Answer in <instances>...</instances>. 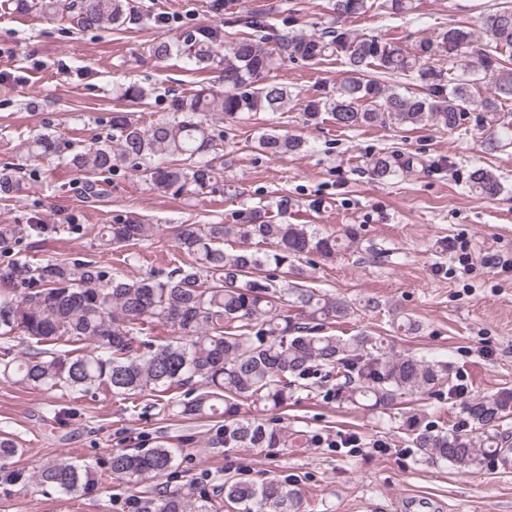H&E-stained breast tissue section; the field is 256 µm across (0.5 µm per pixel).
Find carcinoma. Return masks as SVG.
Returning a JSON list of instances; mask_svg holds the SVG:
<instances>
[{"instance_id":"obj_1","label":"carcinoma","mask_w":512,"mask_h":512,"mask_svg":"<svg viewBox=\"0 0 512 512\" xmlns=\"http://www.w3.org/2000/svg\"><path fill=\"white\" fill-rule=\"evenodd\" d=\"M413 0H335L334 11L350 17L387 12L402 15ZM16 13L37 11L60 16L79 30L122 31L138 16L129 0H8ZM251 33L238 36L221 27L197 28L171 41L160 38L149 50L158 60L181 57L202 72L221 71L222 88L203 87L178 96L171 116L147 126L132 112L112 113L110 133L85 145L49 134L27 141L29 155L57 158L82 176L85 194L104 195L102 175L117 160L151 190L173 197L216 192L224 159L217 141L224 131L208 122L218 115L234 124L256 112H280L292 93L265 78L288 58L317 66L342 57L344 76L324 96L302 102L315 117L328 112L336 126L418 127L428 123L452 132L473 119L491 129L484 147L494 151L512 136V3L503 0L485 13V42L465 23L411 45L379 35L326 27L311 36L282 33L254 17ZM422 83L417 93L386 80ZM304 145L295 135L272 127L257 137L260 151L272 157L293 154ZM410 159L390 152L372 160L374 179L390 180ZM471 191L494 197L502 183L491 171L473 167ZM22 190L16 169L0 168V197ZM283 195L247 212L239 224H177L173 242L186 261L165 276L129 281L93 259L56 258L39 263L14 255L15 224H0V378L41 394L80 398L107 392L136 402L150 392L178 396L162 400L172 417L213 422L208 447L286 448L307 443L262 418L288 406L305 389L302 380L322 374L334 380L329 392L338 406L385 409L413 392L430 394L448 381V364L425 357L394 354L379 336L362 330L337 336L331 329L353 313L352 302L303 283L296 261L310 254L334 257L346 245L314 224L288 223ZM146 233L136 218L103 227L99 248L135 245ZM234 238L240 246L224 247ZM294 279H288V274ZM168 329L161 338L155 327ZM78 344L71 351L52 346ZM26 344L24 355L14 347ZM254 414H240L241 403ZM471 426L442 430L405 416L400 428L421 455L451 464L465 474L488 464L512 468V436L503 430L512 418V391L472 398L463 404ZM15 439L0 435V486L7 490L31 480L56 494L80 497L97 491L115 476L140 485L177 472L182 449L159 440L150 448L115 450L93 463L60 460L36 475L14 465ZM133 512H302L292 486L274 478L256 482L227 477L218 485L161 487L132 499Z\"/></svg>"}]
</instances>
